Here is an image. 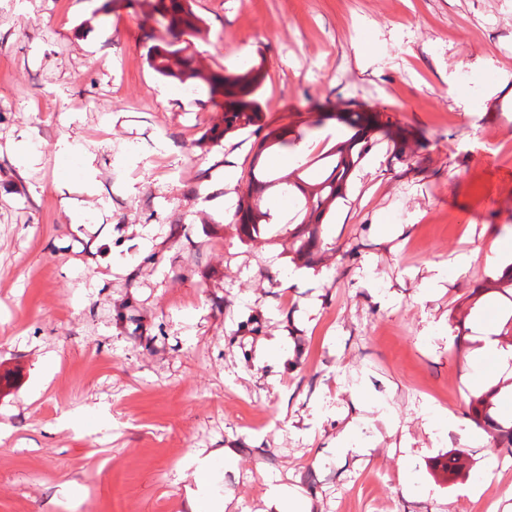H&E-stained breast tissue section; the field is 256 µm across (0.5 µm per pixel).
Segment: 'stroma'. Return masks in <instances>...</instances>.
I'll return each mask as SVG.
<instances>
[{
  "instance_id": "1",
  "label": "stroma",
  "mask_w": 512,
  "mask_h": 512,
  "mask_svg": "<svg viewBox=\"0 0 512 512\" xmlns=\"http://www.w3.org/2000/svg\"><path fill=\"white\" fill-rule=\"evenodd\" d=\"M102 4L0 0V512H193L200 452L223 512L275 484L306 512H512V452L469 408L494 364L468 366L475 309L512 345V0H194L210 69L263 61L268 122L345 102L408 140L374 133L307 266L294 201L268 189L251 239L213 203L257 135L205 141L207 86L158 100L157 25Z\"/></svg>"
}]
</instances>
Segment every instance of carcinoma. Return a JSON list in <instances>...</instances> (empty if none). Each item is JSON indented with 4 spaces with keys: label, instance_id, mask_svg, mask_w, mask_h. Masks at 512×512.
<instances>
[{
    "label": "carcinoma",
    "instance_id": "cac0c4a2",
    "mask_svg": "<svg viewBox=\"0 0 512 512\" xmlns=\"http://www.w3.org/2000/svg\"><path fill=\"white\" fill-rule=\"evenodd\" d=\"M144 13L160 28L159 36L148 48L149 66L160 76L182 84L200 81L207 85L214 105L224 109V126L208 130L206 138L218 142L226 134L251 129L260 136L254 163L250 168L246 197L236 212V224L247 237L258 236L269 224L270 213L262 211L264 193L273 185L280 187L284 196L300 192V212L303 217L291 236L296 259L310 262L325 246L320 227L336 208L339 200L347 197L350 178L371 146V133L389 124L383 114L359 112L339 105L320 113L319 118L307 125L306 130L287 126L274 127L266 122L258 91L264 81L263 63L244 66L237 73L224 74L206 67L191 50L193 39L201 34L202 19L193 11L190 0H138ZM335 120L346 127L342 139L314 158L302 155L300 145L325 122ZM276 148L287 150L296 157L295 170L284 178H274L258 166L262 153ZM322 162V172L316 176L308 169ZM489 395L470 399V408L476 419L489 427L492 443L496 447H512V426L494 422L487 413ZM467 457L461 450L448 453L444 468L457 474L466 468Z\"/></svg>",
    "mask_w": 512,
    "mask_h": 512
}]
</instances>
